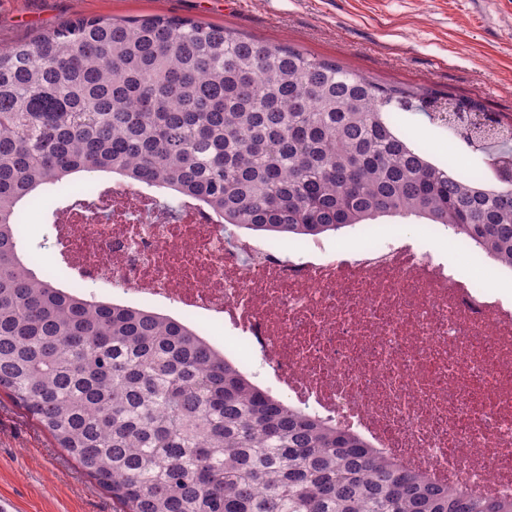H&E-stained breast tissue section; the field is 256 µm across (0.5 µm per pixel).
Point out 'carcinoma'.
Wrapping results in <instances>:
<instances>
[{
  "instance_id": "carcinoma-1",
  "label": "carcinoma",
  "mask_w": 512,
  "mask_h": 512,
  "mask_svg": "<svg viewBox=\"0 0 512 512\" xmlns=\"http://www.w3.org/2000/svg\"><path fill=\"white\" fill-rule=\"evenodd\" d=\"M441 95L178 17L79 16L0 50V388L116 512H512L291 408L168 315L36 275L16 221L107 172L195 198L224 225L318 237L381 218L453 226L512 268V137L462 129ZM404 112L485 168L429 160Z\"/></svg>"
}]
</instances>
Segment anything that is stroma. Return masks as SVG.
I'll return each instance as SVG.
<instances>
[{"instance_id":"obj_1","label":"stroma","mask_w":512,"mask_h":512,"mask_svg":"<svg viewBox=\"0 0 512 512\" xmlns=\"http://www.w3.org/2000/svg\"><path fill=\"white\" fill-rule=\"evenodd\" d=\"M168 15L293 45L379 81L480 98L512 114V0H0V49L77 16ZM404 124L435 160L471 167L445 129ZM0 501L8 512H114L112 496L0 390Z\"/></svg>"}]
</instances>
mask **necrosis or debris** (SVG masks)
I'll return each mask as SVG.
<instances>
[{
  "label": "necrosis or debris",
  "instance_id": "necrosis-or-debris-1",
  "mask_svg": "<svg viewBox=\"0 0 512 512\" xmlns=\"http://www.w3.org/2000/svg\"><path fill=\"white\" fill-rule=\"evenodd\" d=\"M157 200L116 182L64 214L56 246L74 282L174 316L244 372L261 359L268 390L407 469L512 499V303L484 284L512 268L435 224L281 245L227 234L199 200L173 218ZM437 240L483 276L447 264Z\"/></svg>",
  "mask_w": 512,
  "mask_h": 512
}]
</instances>
